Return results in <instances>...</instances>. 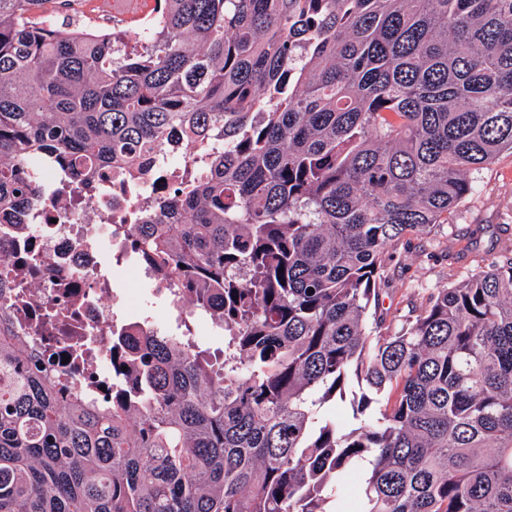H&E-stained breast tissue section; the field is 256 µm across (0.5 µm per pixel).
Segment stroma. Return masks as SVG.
<instances>
[{
    "label": "stroma",
    "mask_w": 512,
    "mask_h": 512,
    "mask_svg": "<svg viewBox=\"0 0 512 512\" xmlns=\"http://www.w3.org/2000/svg\"><path fill=\"white\" fill-rule=\"evenodd\" d=\"M122 10V0H114L109 14L99 12L97 0H71L66 8L51 0L45 15L55 23L71 13L82 15L108 30L113 15ZM476 179L479 194L464 201L447 223L435 226L425 238L404 237L390 250L387 282L376 311L384 333H394L414 319L434 289L486 269L503 247H512V152H501Z\"/></svg>",
    "instance_id": "obj_1"
}]
</instances>
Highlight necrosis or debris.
I'll return each mask as SVG.
<instances>
[{
  "mask_svg": "<svg viewBox=\"0 0 512 512\" xmlns=\"http://www.w3.org/2000/svg\"><path fill=\"white\" fill-rule=\"evenodd\" d=\"M29 167L41 189L30 223L0 224V315L43 361L67 355L61 388L100 402L120 383L112 343L121 334L189 336L208 313L133 246L131 227L161 186L104 181L72 198L54 170L35 159Z\"/></svg>",
  "mask_w": 512,
  "mask_h": 512,
  "instance_id": "necrosis-or-debris-1",
  "label": "necrosis or debris"
}]
</instances>
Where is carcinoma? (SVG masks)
<instances>
[{
	"mask_svg": "<svg viewBox=\"0 0 512 512\" xmlns=\"http://www.w3.org/2000/svg\"><path fill=\"white\" fill-rule=\"evenodd\" d=\"M45 2L0 0V224L38 202L30 157L91 182L220 131L132 231L224 326V376L120 341L130 395L63 404L0 316V512H512V250L369 323L390 247L512 151V0H154L132 50Z\"/></svg>",
	"mask_w": 512,
	"mask_h": 512,
	"instance_id": "1",
	"label": "carcinoma"
}]
</instances>
